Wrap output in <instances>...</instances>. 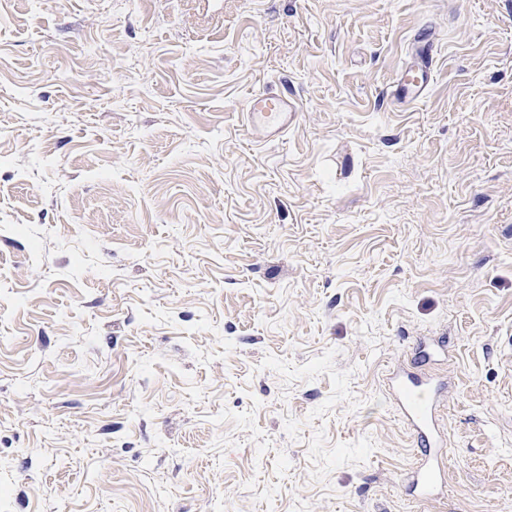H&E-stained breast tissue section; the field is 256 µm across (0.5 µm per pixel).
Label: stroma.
<instances>
[{
  "instance_id": "obj_1",
  "label": "stroma",
  "mask_w": 512,
  "mask_h": 512,
  "mask_svg": "<svg viewBox=\"0 0 512 512\" xmlns=\"http://www.w3.org/2000/svg\"><path fill=\"white\" fill-rule=\"evenodd\" d=\"M0 294V512H512V0H0ZM431 37L421 32L414 41L408 62L400 69L395 81V94L392 98L401 104L421 102L431 78L432 57L430 56ZM300 103L288 93L256 92L246 101L244 121L247 129L263 141L281 138L293 124ZM392 406L411 435L415 462L407 473L409 490L424 499L445 496V438L439 414L447 409L446 385L415 371L396 365L385 377Z\"/></svg>"
}]
</instances>
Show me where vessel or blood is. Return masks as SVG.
I'll return each mask as SVG.
<instances>
[{
  "mask_svg": "<svg viewBox=\"0 0 512 512\" xmlns=\"http://www.w3.org/2000/svg\"><path fill=\"white\" fill-rule=\"evenodd\" d=\"M431 37L420 33L408 62L395 81L396 101L402 104L421 102L431 78ZM300 104L285 93L257 92L244 107L247 129L263 141L281 138L298 116ZM391 402L411 435L415 461L407 477L412 493L424 499L445 496V439L438 427L439 414L447 407L446 386L408 366L396 365L386 377Z\"/></svg>",
  "mask_w": 512,
  "mask_h": 512,
  "instance_id": "1",
  "label": "vessel or blood"
}]
</instances>
